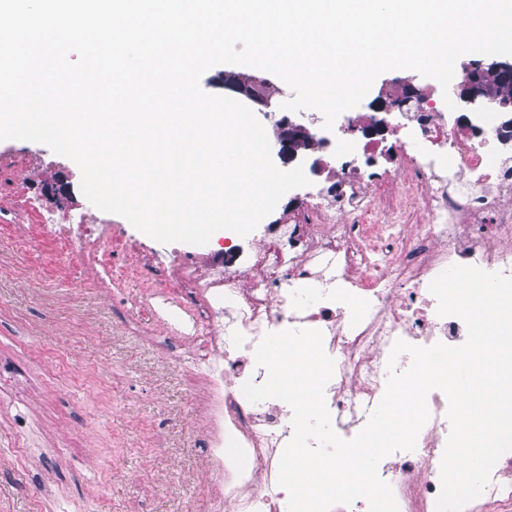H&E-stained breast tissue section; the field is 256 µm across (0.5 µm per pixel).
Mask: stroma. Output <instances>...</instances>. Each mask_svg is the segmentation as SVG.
Returning a JSON list of instances; mask_svg holds the SVG:
<instances>
[{"instance_id":"obj_1","label":"stroma","mask_w":512,"mask_h":512,"mask_svg":"<svg viewBox=\"0 0 512 512\" xmlns=\"http://www.w3.org/2000/svg\"><path fill=\"white\" fill-rule=\"evenodd\" d=\"M80 178L46 145L0 141V512H215L192 358L141 302L145 282L172 287V247L93 211ZM19 182L43 212L111 222L120 280L66 275L78 258L8 205Z\"/></svg>"}]
</instances>
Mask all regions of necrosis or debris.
Instances as JSON below:
<instances>
[{
  "label": "necrosis or debris",
  "mask_w": 512,
  "mask_h": 512,
  "mask_svg": "<svg viewBox=\"0 0 512 512\" xmlns=\"http://www.w3.org/2000/svg\"><path fill=\"white\" fill-rule=\"evenodd\" d=\"M393 169L372 159L383 135L314 133L303 167L308 178L335 171L329 185L293 205L275 233L242 258L199 274L178 261L180 289L147 286L144 306L188 345L205 395L207 462L226 512H280L288 494L277 482L283 448L293 436L289 406L252 403L245 382L263 383L255 350L266 333L316 329L334 375L325 401L339 435L353 438L380 402L396 341L428 347L462 345L464 322L439 316L432 280L448 267L476 266L512 276V139L501 136L512 115V88L494 113L460 117L441 92L406 105ZM23 204L83 265L111 287L112 233L86 213L43 214L16 187ZM356 305H348V298ZM430 417L416 447L394 452L379 476L399 512H436L440 462L450 432L448 402L427 397ZM464 512H512V452L491 472L480 503Z\"/></svg>",
  "instance_id": "obj_1"
}]
</instances>
